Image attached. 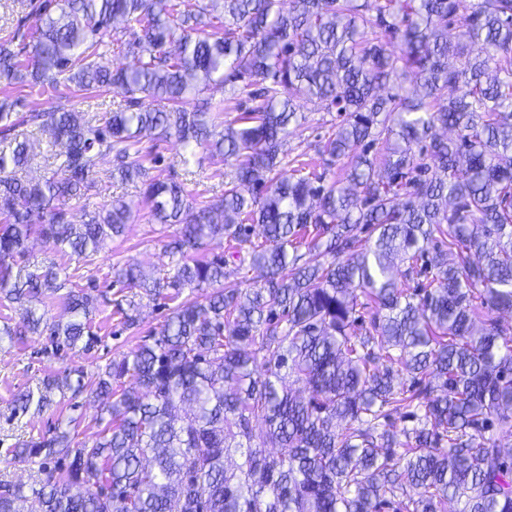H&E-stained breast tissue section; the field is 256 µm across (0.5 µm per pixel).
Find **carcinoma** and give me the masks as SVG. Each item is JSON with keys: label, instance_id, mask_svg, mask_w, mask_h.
Segmentation results:
<instances>
[{"label": "carcinoma", "instance_id": "cac0c4a2", "mask_svg": "<svg viewBox=\"0 0 512 512\" xmlns=\"http://www.w3.org/2000/svg\"><path fill=\"white\" fill-rule=\"evenodd\" d=\"M30 7L34 26L19 20L0 44V300L20 309L0 343L44 333L58 347L92 343L96 299L58 282L54 266L19 260L33 236L88 257L124 232L132 209L121 199L72 222L103 156L112 177L142 183L149 220L177 226L173 271L127 263L114 282L200 299L176 304L103 371L74 368L15 395L14 412H41L67 389L103 400L109 421L90 445L76 442L74 419L18 441L14 459L38 464L36 476L0 480V512H33L31 500L38 512H441L452 500L459 512H512V326L494 316L512 312V0ZM110 46L132 61L102 66ZM17 85L85 98L109 88L125 105L20 112ZM218 85L246 104L240 126L221 102L192 106ZM313 100L343 119L308 171L282 147ZM23 127L61 147L38 181L23 176L33 157ZM173 135L232 167L217 200L193 202L186 183L149 175L143 161L158 162L157 143ZM226 239L231 258L263 273L259 287H224L222 253L194 257ZM302 245L331 260L300 263ZM402 266L426 282L398 280ZM359 292L376 304L368 322L355 316ZM55 302L68 320L40 312ZM115 307L137 326L134 302ZM288 377L309 396L292 394ZM393 412L415 426L395 432ZM258 432L277 455L253 445ZM234 453L244 461L230 471Z\"/></svg>", "mask_w": 512, "mask_h": 512}]
</instances>
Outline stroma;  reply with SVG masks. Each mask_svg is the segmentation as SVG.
Returning a JSON list of instances; mask_svg holds the SVG:
<instances>
[{"mask_svg":"<svg viewBox=\"0 0 512 512\" xmlns=\"http://www.w3.org/2000/svg\"><path fill=\"white\" fill-rule=\"evenodd\" d=\"M118 95L110 91L100 92L95 99L86 100L71 95L69 90L32 95L25 99L29 112H45L61 106L77 111L94 109L109 112L119 103ZM303 110L306 123L289 135L284 150L289 156L299 154L316 158L318 149L339 123L338 112L326 111L321 103H306ZM183 145L174 138L161 142L157 153L159 163L150 164L151 174L173 176L180 181H192L200 200H213L224 190L226 168L219 159L210 158L205 150H197V164L183 167L180 158ZM112 164L109 158H102L98 165L96 188L90 200L91 208H98L115 199L125 200L132 208L134 220L127 225L122 235L112 237L105 249L88 258L63 255L53 241L41 238L31 239L28 244L30 264L45 266L56 264L60 277H67L82 285L98 299V311L94 318L99 329L97 339L91 348L75 347L53 350L48 335L28 336L25 343L15 346L0 345V475L26 483L30 480L28 465L14 460L11 450L19 438L36 436L55 428L66 427L69 419L79 423V441H92L103 428L101 404L99 401L79 396L58 400L51 409L44 412L29 411L14 414L12 399L22 390H34L42 379L50 376H64L67 369L81 366L94 373L112 361L121 359L134 350L150 332L159 330L172 304L163 299L142 298L139 301L140 323L137 328L124 329L113 313V302L121 291L114 285L112 268L124 263H135L150 276L172 270L175 261L166 249L176 228L169 224L152 223L142 195L141 183H123L112 179Z\"/></svg>","mask_w":512,"mask_h":512,"instance_id":"1","label":"stroma"}]
</instances>
